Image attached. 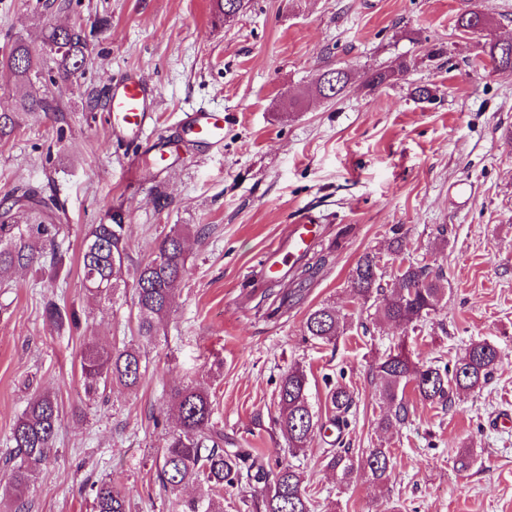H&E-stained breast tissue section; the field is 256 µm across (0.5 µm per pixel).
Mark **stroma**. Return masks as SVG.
Returning a JSON list of instances; mask_svg holds the SVG:
<instances>
[{
	"label": "stroma",
	"mask_w": 512,
	"mask_h": 512,
	"mask_svg": "<svg viewBox=\"0 0 512 512\" xmlns=\"http://www.w3.org/2000/svg\"><path fill=\"white\" fill-rule=\"evenodd\" d=\"M470 9L492 20L495 39L512 40V0H249L224 20L211 0H0V56L17 39L37 42L49 22L81 29L87 45L71 82L40 86L59 116L23 117L0 141V199L29 187L61 207L59 264L20 270L0 291V456L32 395L51 393L62 409L29 512H92L89 487L105 478L128 512H171L154 462L175 423L170 393L191 382L210 393L225 435L289 457L271 418L295 366L319 414L331 382L353 391V460L382 448L395 465L381 489L344 481L314 439L291 457L312 512H512V73L494 70L481 36L457 29ZM404 60L405 80L369 86L375 70ZM328 67L351 72L333 102L312 89ZM128 73L156 90L154 122L133 142L112 136L104 111L110 84ZM420 85L431 100L412 97ZM199 107L223 112L222 145L179 138L177 121ZM163 140L176 147L169 166L140 178L137 162ZM111 211L125 218L132 267L174 225L193 231L139 388L115 385L92 401L84 339L118 347L137 336L130 294L101 307L82 285L84 237ZM307 216L317 219L310 250L268 282L267 252ZM366 252L380 256L386 289L405 257L444 273L448 295L422 331L373 324L370 305L352 302L349 272ZM51 301L76 311L79 329L53 327ZM324 302L350 327L331 343L304 339L306 315ZM477 341L503 353L488 385L450 409L410 396L408 422L380 427L389 407L371 373L378 358L402 344L414 361L445 363ZM464 453L475 463L456 471Z\"/></svg>",
	"instance_id": "obj_1"
}]
</instances>
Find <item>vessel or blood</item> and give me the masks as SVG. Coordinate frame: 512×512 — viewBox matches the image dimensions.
<instances>
[{"label": "vessel or blood", "instance_id": "1", "mask_svg": "<svg viewBox=\"0 0 512 512\" xmlns=\"http://www.w3.org/2000/svg\"><path fill=\"white\" fill-rule=\"evenodd\" d=\"M156 92L141 75H123L112 84L106 102V112L112 132L128 139H137L153 118ZM182 133L190 135L200 144L216 146L224 141V115L204 107L192 110L180 121ZM313 219L295 225L288 247L292 252L305 251L315 231Z\"/></svg>", "mask_w": 512, "mask_h": 512}]
</instances>
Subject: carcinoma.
<instances>
[{"label": "carcinoma", "mask_w": 512, "mask_h": 512, "mask_svg": "<svg viewBox=\"0 0 512 512\" xmlns=\"http://www.w3.org/2000/svg\"><path fill=\"white\" fill-rule=\"evenodd\" d=\"M489 19L471 10L461 13L458 28L482 33ZM86 43L76 27L62 29L48 24L41 46L33 47L22 39L14 42L8 55L0 58L21 90L14 110L0 112V141L11 138L20 127L23 115H45L58 111L55 99L41 94L47 62H52L57 79L69 82L86 63ZM498 71L512 72V46L494 41L483 49ZM408 70L400 62L395 69H380L372 74L369 85L377 87L394 81ZM350 81L343 68H328L316 74L313 86L319 96L336 100ZM55 201H46L32 191L14 196L10 205L0 204V288L10 287L18 269L39 262L48 250H55V240L48 225L53 223ZM186 231L177 227L166 235L154 255L133 272V304L136 309L138 339L121 348L104 349L93 340L83 342L80 370L87 380L85 390L93 397L98 384L112 383L133 391L141 383L145 368V347L151 345L172 313L175 290L186 274ZM126 246L124 216L115 212L110 221L94 224L85 235L81 253L82 284L95 302L110 303L126 284ZM349 280L352 298L372 303L376 322L400 323L412 331L431 318L447 292L442 271L427 264L409 261L398 269L399 287L386 292L381 285L379 260L366 252L352 268ZM45 314L56 328L79 327L80 318L55 301L47 303ZM347 329V321L331 303L310 310L304 321V335L331 342ZM503 353L486 342H474L455 359L440 364H419L411 360L405 348L389 354L373 367L380 382V398L394 413L380 421L382 427L404 423L408 418L406 390L432 404L450 407L464 393H476L492 378ZM278 415L275 426L288 444V455L295 457L310 446L318 433L336 431V438L324 449L326 467L340 472L347 480L354 471L366 482L381 487L394 469L391 454L374 448L360 463H354L344 448L349 429L354 392L337 383L330 387L328 415L314 410L309 398L307 374L299 369L287 371L278 386ZM171 405L176 422L167 444L155 461L156 479L174 495L172 504L179 512H224L226 487L247 485L259 493L244 501L248 512H311L304 487V477L287 459H270L256 448H247L224 436V430L212 421L214 405L207 390L193 384L172 391ZM61 409L49 393L31 396L16 419L10 437V449L4 456L5 485L0 496L10 503L11 512H28L24 494L36 472L55 448ZM195 483L198 494L182 499L183 486ZM93 512H126L125 495L106 478L90 486Z\"/></svg>", "instance_id": "obj_1"}]
</instances>
